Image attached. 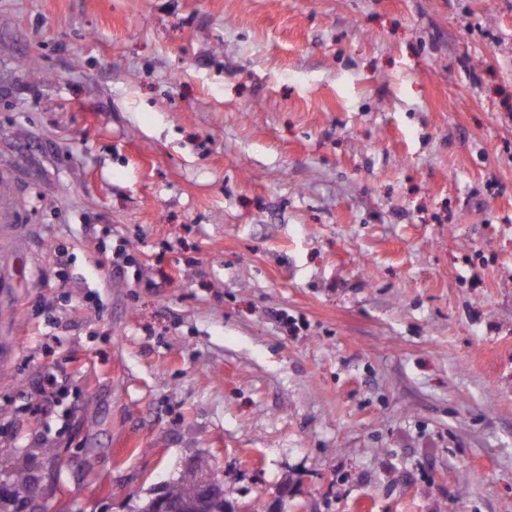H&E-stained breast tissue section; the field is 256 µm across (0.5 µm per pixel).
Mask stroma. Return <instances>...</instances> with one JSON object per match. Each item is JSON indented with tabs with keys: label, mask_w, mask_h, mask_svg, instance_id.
<instances>
[{
	"label": "stroma",
	"mask_w": 512,
	"mask_h": 512,
	"mask_svg": "<svg viewBox=\"0 0 512 512\" xmlns=\"http://www.w3.org/2000/svg\"><path fill=\"white\" fill-rule=\"evenodd\" d=\"M5 448L0 512H512V0H0ZM192 484L194 485L184 497L187 488ZM165 493L172 499H182L183 497L184 499L172 501L160 493L150 502L154 512H179L187 509L210 510L215 506H223L224 509L232 507L224 498L223 482L210 474L208 469L200 472L198 478L195 473H182L178 479L169 484Z\"/></svg>",
	"instance_id": "35a3bbf8"
}]
</instances>
